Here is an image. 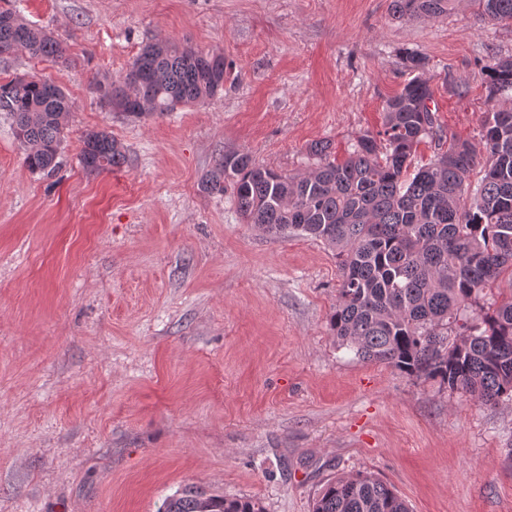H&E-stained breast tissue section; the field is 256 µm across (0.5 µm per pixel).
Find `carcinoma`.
I'll list each match as a JSON object with an SVG mask.
<instances>
[{"mask_svg":"<svg viewBox=\"0 0 512 512\" xmlns=\"http://www.w3.org/2000/svg\"><path fill=\"white\" fill-rule=\"evenodd\" d=\"M494 23H512V0H472ZM455 0H392L395 19L437 18ZM63 53L50 30L19 11L0 10V55ZM416 73L385 101L383 128L364 134L341 162L327 144L304 176L224 153L201 180L211 195L231 194L241 219L276 236H311L336 252L340 274L329 320L339 345L366 362L434 380L485 405L512 401V293L489 307L484 291L504 273L512 281V109L492 107L481 143H452L411 168L419 144L442 139L428 102L426 57L405 55ZM224 57L172 40L146 43L125 76L94 87L100 102L131 117L163 116L224 92ZM490 101L512 91V59L482 68ZM72 101L53 82L22 74L0 83V112L12 118L25 147L23 164L53 174ZM126 162L106 130L83 137L81 163L100 172ZM480 170L481 178L471 182ZM472 312L466 316L465 312ZM264 512L259 501L208 495L186 486L158 512ZM312 512H410L389 484L360 472L329 480Z\"/></svg>","mask_w":512,"mask_h":512,"instance_id":"obj_1","label":"carcinoma"}]
</instances>
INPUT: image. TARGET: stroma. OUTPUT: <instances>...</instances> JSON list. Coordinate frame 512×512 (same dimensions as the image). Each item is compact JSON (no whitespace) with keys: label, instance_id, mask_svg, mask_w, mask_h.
Returning a JSON list of instances; mask_svg holds the SVG:
<instances>
[{"label":"stroma","instance_id":"35a3bbf8","mask_svg":"<svg viewBox=\"0 0 512 512\" xmlns=\"http://www.w3.org/2000/svg\"><path fill=\"white\" fill-rule=\"evenodd\" d=\"M53 30L65 62L0 58L74 103L62 165L27 170L0 112V512H156L187 485L311 512L327 479L368 472L411 512H512V401L482 405L338 347L337 259L242 223L200 189L227 150L286 174L346 158L429 61L444 139L479 143L481 68L512 26L469 0L395 20L391 0H0ZM173 39L223 56V96L161 117L103 106L93 81ZM104 129L126 163H80Z\"/></svg>","mask_w":512,"mask_h":512}]
</instances>
